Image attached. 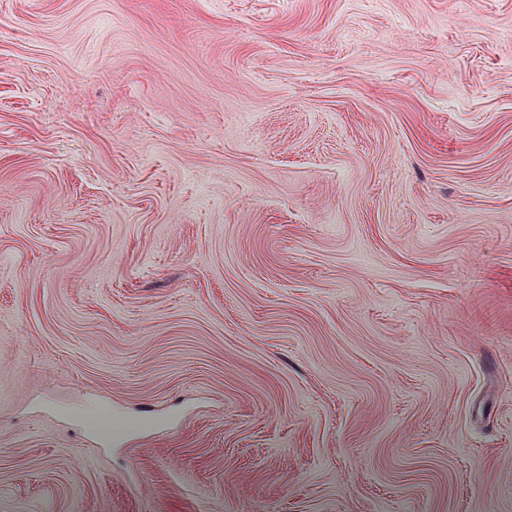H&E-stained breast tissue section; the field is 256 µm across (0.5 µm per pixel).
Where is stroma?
Listing matches in <instances>:
<instances>
[{"mask_svg": "<svg viewBox=\"0 0 512 512\" xmlns=\"http://www.w3.org/2000/svg\"><path fill=\"white\" fill-rule=\"evenodd\" d=\"M0 512H512V0H0Z\"/></svg>", "mask_w": 512, "mask_h": 512, "instance_id": "obj_1", "label": "stroma"}]
</instances>
